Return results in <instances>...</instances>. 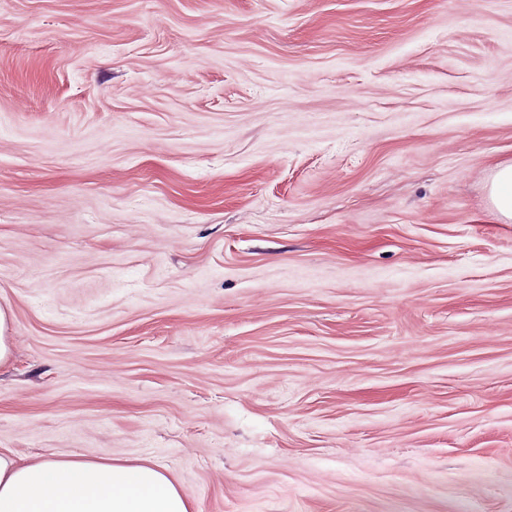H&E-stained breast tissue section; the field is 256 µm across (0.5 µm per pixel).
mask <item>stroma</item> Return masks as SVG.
Listing matches in <instances>:
<instances>
[{
    "label": "stroma",
    "instance_id": "obj_1",
    "mask_svg": "<svg viewBox=\"0 0 512 512\" xmlns=\"http://www.w3.org/2000/svg\"><path fill=\"white\" fill-rule=\"evenodd\" d=\"M512 0H0V451L194 512H512ZM488 194L495 211L505 220H512V164H499L491 176Z\"/></svg>",
    "mask_w": 512,
    "mask_h": 512
}]
</instances>
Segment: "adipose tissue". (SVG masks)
I'll return each instance as SVG.
<instances>
[{
  "mask_svg": "<svg viewBox=\"0 0 512 512\" xmlns=\"http://www.w3.org/2000/svg\"><path fill=\"white\" fill-rule=\"evenodd\" d=\"M0 512H193L171 476L151 463L49 457L24 463L0 451Z\"/></svg>",
  "mask_w": 512,
  "mask_h": 512,
  "instance_id": "obj_1",
  "label": "adipose tissue"
}]
</instances>
